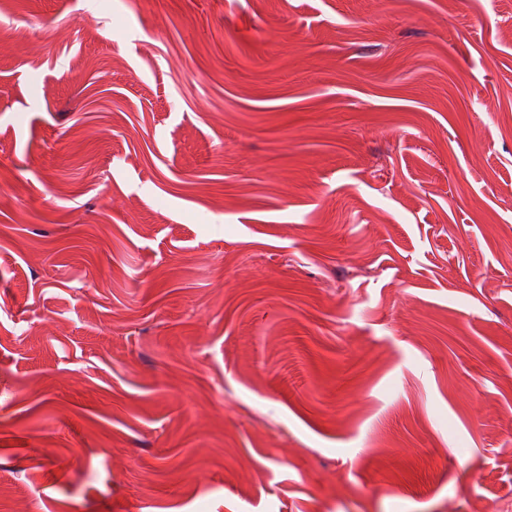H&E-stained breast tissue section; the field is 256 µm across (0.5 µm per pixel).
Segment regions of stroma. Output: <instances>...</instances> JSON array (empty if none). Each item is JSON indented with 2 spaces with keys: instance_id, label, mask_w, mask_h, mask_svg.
Here are the masks:
<instances>
[{
  "instance_id": "obj_1",
  "label": "stroma",
  "mask_w": 512,
  "mask_h": 512,
  "mask_svg": "<svg viewBox=\"0 0 512 512\" xmlns=\"http://www.w3.org/2000/svg\"><path fill=\"white\" fill-rule=\"evenodd\" d=\"M500 0H0V512H512Z\"/></svg>"
}]
</instances>
